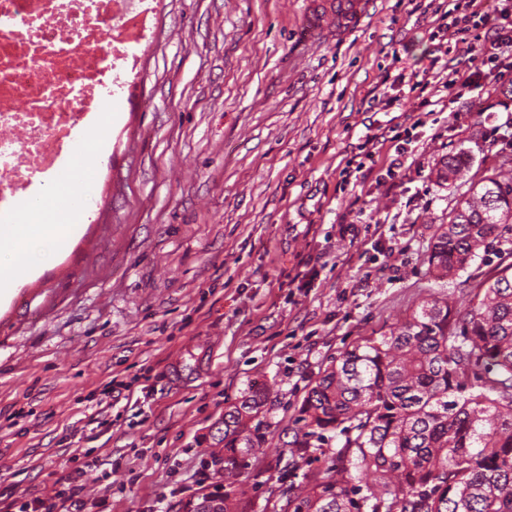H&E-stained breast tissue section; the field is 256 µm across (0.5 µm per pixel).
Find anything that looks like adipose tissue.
<instances>
[{
	"label": "adipose tissue",
	"mask_w": 512,
	"mask_h": 512,
	"mask_svg": "<svg viewBox=\"0 0 512 512\" xmlns=\"http://www.w3.org/2000/svg\"><path fill=\"white\" fill-rule=\"evenodd\" d=\"M27 223H20V216ZM76 206L61 201L54 206L20 200L9 214L0 215V292L15 287L30 270L51 261L68 248L77 231Z\"/></svg>",
	"instance_id": "1"
}]
</instances>
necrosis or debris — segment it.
I'll list each match as a JSON object with an SVG mask.
<instances>
[{
    "label": "necrosis or debris",
    "mask_w": 512,
    "mask_h": 512,
    "mask_svg": "<svg viewBox=\"0 0 512 512\" xmlns=\"http://www.w3.org/2000/svg\"><path fill=\"white\" fill-rule=\"evenodd\" d=\"M153 0H0V208L62 184L78 132L125 96Z\"/></svg>",
    "instance_id": "4bbe7bcc"
}]
</instances>
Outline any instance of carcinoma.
Masks as SVG:
<instances>
[{"mask_svg": "<svg viewBox=\"0 0 512 512\" xmlns=\"http://www.w3.org/2000/svg\"><path fill=\"white\" fill-rule=\"evenodd\" d=\"M464 154L435 165L453 186ZM512 224V165L469 186L437 225L427 254L436 280L465 268ZM251 383L224 411V492L185 512H240L235 483L262 439L249 423L267 397ZM310 447L344 435L325 474L304 476L273 512H512V263L479 283L465 311L431 294L389 330L345 348L303 399L296 418Z\"/></svg>", "mask_w": 512, "mask_h": 512, "instance_id": "cac0c4a2", "label": "carcinoma"}]
</instances>
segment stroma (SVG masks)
Segmentation results:
<instances>
[{
  "label": "stroma",
  "instance_id": "obj_1",
  "mask_svg": "<svg viewBox=\"0 0 512 512\" xmlns=\"http://www.w3.org/2000/svg\"><path fill=\"white\" fill-rule=\"evenodd\" d=\"M139 77L112 102L96 204L69 248L0 299V494L57 503L83 449L84 502L185 512L224 481V411L267 382L269 447L248 460L243 512L326 471L336 440L293 457L302 400L340 350L388 330L431 293L466 302L498 263L445 283L426 274L458 190L438 159L466 152L470 181L512 159V81L456 88L444 112L383 108L386 72L430 59L443 0H370L354 33L304 39L309 0H155ZM416 128L395 179L346 182L364 131ZM305 267L311 288L288 277ZM130 397L105 395L110 380Z\"/></svg>",
  "mask_w": 512,
  "mask_h": 512
}]
</instances>
